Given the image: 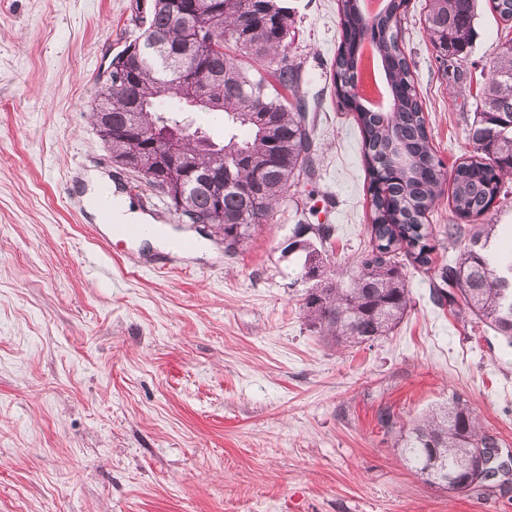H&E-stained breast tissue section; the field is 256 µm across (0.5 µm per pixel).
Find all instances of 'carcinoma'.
Masks as SVG:
<instances>
[{
  "instance_id": "carcinoma-1",
  "label": "carcinoma",
  "mask_w": 512,
  "mask_h": 512,
  "mask_svg": "<svg viewBox=\"0 0 512 512\" xmlns=\"http://www.w3.org/2000/svg\"><path fill=\"white\" fill-rule=\"evenodd\" d=\"M337 2L342 39L332 62L336 101L354 80L353 52L367 37L392 98L386 112L354 109L370 176L371 210L370 243L358 259L354 286L316 288L306 298L312 324L334 344L347 347L386 335L407 312L410 296L398 255L420 267L433 264L436 245L428 215L436 201L433 173L443 164L432 147L423 103L401 48L400 20L407 0H386L385 10L374 19L363 13L360 0ZM477 2L431 0L426 30L450 66L471 47ZM488 9L499 22H512V0H489ZM139 21L141 34L112 56V82L98 91L92 117L112 114L105 143L115 163L142 150L132 172L165 200L177 220L191 215L220 229L229 250L252 230L271 223L290 180L312 169L306 113L284 94L298 82L286 53L288 7L281 0H254L252 5L248 0H151ZM152 37L161 49L136 57L132 49ZM213 72L221 77L206 82L205 94L208 110L224 113L221 139L181 119L193 111L190 97L201 76ZM163 98L177 106L162 107ZM468 139L475 153L456 166L448 204L457 218L477 221L490 212L494 194L508 195L503 178L512 173V42L492 62ZM157 154L178 168L189 164L231 171L223 201L202 185L186 187L176 177L148 175ZM179 195L188 205L181 214ZM496 228L480 224L468 230L456 259L437 268L443 287L433 289V295L438 303L446 300L458 313L489 323L512 344V249L492 247ZM311 229L325 239L322 227L298 224L288 243V250L305 253L306 278L322 273L320 250L306 238ZM398 444L416 475L438 485L450 480L462 484L468 454L499 447L496 436L484 430L460 397L399 428Z\"/></svg>"
}]
</instances>
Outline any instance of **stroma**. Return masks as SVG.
Listing matches in <instances>:
<instances>
[{"label":"stroma","instance_id":"obj_1","mask_svg":"<svg viewBox=\"0 0 512 512\" xmlns=\"http://www.w3.org/2000/svg\"><path fill=\"white\" fill-rule=\"evenodd\" d=\"M150 0H0V512H512V482L451 493L404 462L398 425L452 397L512 451V346L433 302L432 272L402 257L410 311L368 344L328 343L306 316L320 286L351 287L370 240L368 174L332 94L337 0H285L289 91L313 121L315 173L233 250L177 223L112 160L89 114ZM409 0L403 49L434 150L453 171L506 31L479 7L451 74ZM186 241L110 238L82 207L85 178ZM330 229L320 280L286 246Z\"/></svg>","mask_w":512,"mask_h":512}]
</instances>
